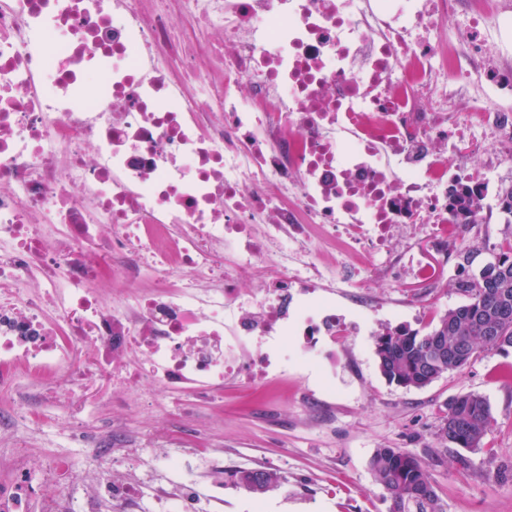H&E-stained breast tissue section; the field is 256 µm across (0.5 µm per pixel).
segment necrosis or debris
I'll list each match as a JSON object with an SVG mask.
<instances>
[{"label":"necrosis or debris","mask_w":512,"mask_h":512,"mask_svg":"<svg viewBox=\"0 0 512 512\" xmlns=\"http://www.w3.org/2000/svg\"><path fill=\"white\" fill-rule=\"evenodd\" d=\"M511 32L512 0H0V380L92 378L130 413L149 383L195 416L225 379L316 368L335 398L319 357L366 281L486 235L448 191L512 178ZM10 454L0 512H24L65 464ZM223 454L112 429L86 495L43 510L224 512L193 467Z\"/></svg>","instance_id":"necrosis-or-debris-1"}]
</instances>
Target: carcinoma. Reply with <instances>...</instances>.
I'll list each match as a JSON object with an SVG mask.
<instances>
[{"label": "carcinoma", "mask_w": 512, "mask_h": 512, "mask_svg": "<svg viewBox=\"0 0 512 512\" xmlns=\"http://www.w3.org/2000/svg\"><path fill=\"white\" fill-rule=\"evenodd\" d=\"M483 209L481 198L466 187L455 189L450 210L471 214ZM500 264L489 272L462 281L469 300L442 315L433 329L420 334L406 328L388 330L375 339L379 369L390 383L423 388L442 376L463 370L478 353L512 347V244L500 250ZM493 325L502 338L498 346L484 338V327ZM494 426L486 397L467 393L448 403L436 433L446 447L474 450ZM370 470L391 496L392 512H442L430 474L414 455L398 448H378ZM226 480L255 495H264L281 485L278 473L266 468H235Z\"/></svg>", "instance_id": "obj_1"}]
</instances>
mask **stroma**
Returning <instances> with one entry per match:
<instances>
[{"label":"stroma","instance_id":"35a3bbf8","mask_svg":"<svg viewBox=\"0 0 512 512\" xmlns=\"http://www.w3.org/2000/svg\"><path fill=\"white\" fill-rule=\"evenodd\" d=\"M490 227L491 244H473L463 269L444 266L432 256V282L414 278L390 288L373 281L364 288L373 300L401 297L409 306L398 315H376L362 335L346 339L349 359L336 369V418L319 429L310 427L318 417L317 405L300 398L304 389L316 387L312 373L272 386L225 381L224 401L203 426L148 386L141 390L148 401L143 411L124 414L91 379L78 388L68 411L19 374L0 385V408L20 421L29 411L38 412L40 424L31 435L35 452L65 457L68 485L74 489L93 476L95 437L120 423L135 448L145 440L160 452L173 444L189 448L210 441L223 444L225 465L271 468L280 474V487L260 497L225 490L224 512H390L392 501L369 468L379 448L405 450L426 465L444 512H512V347L480 353L462 372L421 389L388 383L375 355L378 334L400 327L427 333L448 309L465 302L458 278L479 274L499 246L512 239V224H506L501 212H494ZM468 392L489 401L492 432L474 450L440 447L436 433L449 400ZM74 421L85 441L73 438Z\"/></svg>","mask_w":512,"mask_h":512}]
</instances>
